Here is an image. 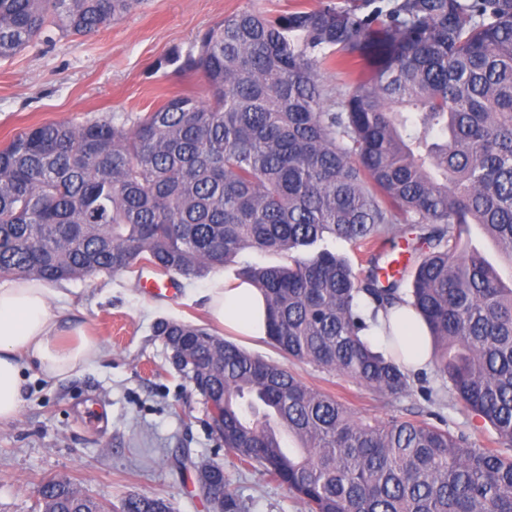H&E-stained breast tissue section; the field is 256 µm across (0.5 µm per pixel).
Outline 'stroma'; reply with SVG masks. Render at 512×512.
Instances as JSON below:
<instances>
[{
    "label": "stroma",
    "mask_w": 512,
    "mask_h": 512,
    "mask_svg": "<svg viewBox=\"0 0 512 512\" xmlns=\"http://www.w3.org/2000/svg\"><path fill=\"white\" fill-rule=\"evenodd\" d=\"M316 0H141L128 15L90 37L59 36L0 61V147L41 123L123 120L158 108L183 92L203 95L199 75L175 73L164 58L188 48L207 28L245 9L277 16ZM234 268L209 272L180 289L151 293L136 273H98L51 285L60 323L83 325L103 353L73 377L51 386L28 371L17 421L0 425V512H38V489L66 476L109 505L130 494L160 497L173 512H209L183 456L224 466L240 512H305L287 489L259 469L225 456L207 405L170 362L154 324L171 319L204 325L206 292ZM247 353L286 365L306 383L336 397L358 419L422 420L489 445V424L448 399L434 369L412 373L408 395L389 400L342 375L289 362L269 341L242 336ZM434 389L438 404L422 395Z\"/></svg>",
    "instance_id": "1"
}]
</instances>
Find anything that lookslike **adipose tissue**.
Here are the masks:
<instances>
[{
    "mask_svg": "<svg viewBox=\"0 0 512 512\" xmlns=\"http://www.w3.org/2000/svg\"><path fill=\"white\" fill-rule=\"evenodd\" d=\"M210 318L225 331L251 339L268 334L263 295L251 284L216 280L207 292ZM371 334L379 344L399 341L400 361L409 371L427 368L431 348L425 323L413 308L397 304L379 313ZM102 354L100 342L85 333L64 335L49 309V292L39 281L0 286V424L13 422L25 402L26 370L49 384L72 377Z\"/></svg>",
    "mask_w": 512,
    "mask_h": 512,
    "instance_id": "1",
    "label": "adipose tissue"
}]
</instances>
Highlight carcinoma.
Here are the masks:
<instances>
[{"label":"carcinoma","instance_id":"1","mask_svg":"<svg viewBox=\"0 0 512 512\" xmlns=\"http://www.w3.org/2000/svg\"><path fill=\"white\" fill-rule=\"evenodd\" d=\"M138 2L0 0V60L56 32L91 36ZM329 64L351 80L339 99L320 79ZM171 65L202 73L209 100L175 95L129 122L43 123L0 148V278L150 268L190 283L236 265L264 294L269 340L288 359L393 399L410 374L364 332L406 303L428 326L449 398L492 427L497 447L426 421L357 419L202 325L162 319L155 335L193 337L180 371H206L225 451L307 512H512L501 452L512 449V280L469 244L478 225L512 263V0L242 10L157 67ZM395 237L412 265L383 262ZM328 240L365 246L366 274ZM246 251L285 263L239 262ZM38 508L110 512L55 479ZM119 512L171 507L134 494Z\"/></svg>","mask_w":512,"mask_h":512}]
</instances>
